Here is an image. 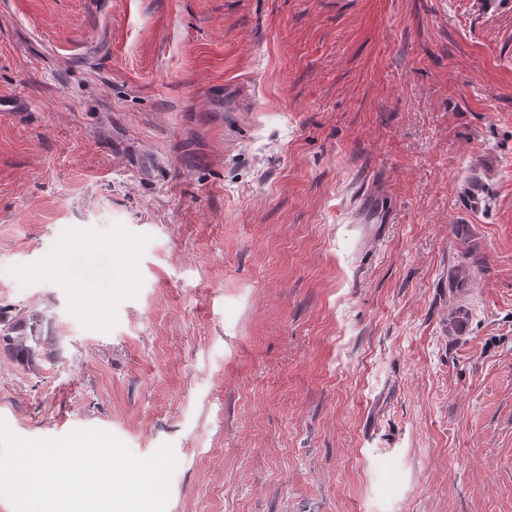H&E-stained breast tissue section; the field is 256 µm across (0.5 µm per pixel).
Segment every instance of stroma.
<instances>
[{"mask_svg": "<svg viewBox=\"0 0 512 512\" xmlns=\"http://www.w3.org/2000/svg\"><path fill=\"white\" fill-rule=\"evenodd\" d=\"M472 2L0 0V308L51 349H0V419L171 444L166 512H512V5Z\"/></svg>", "mask_w": 512, "mask_h": 512, "instance_id": "stroma-1", "label": "stroma"}]
</instances>
